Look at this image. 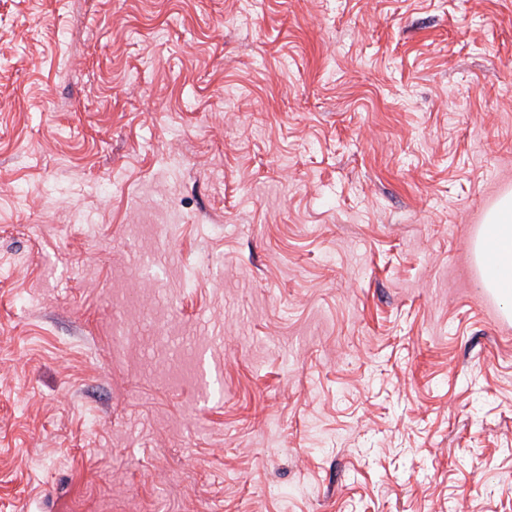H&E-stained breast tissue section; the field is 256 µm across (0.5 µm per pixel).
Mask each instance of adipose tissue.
Returning a JSON list of instances; mask_svg holds the SVG:
<instances>
[{"mask_svg": "<svg viewBox=\"0 0 512 512\" xmlns=\"http://www.w3.org/2000/svg\"><path fill=\"white\" fill-rule=\"evenodd\" d=\"M474 252L481 287L492 291L512 314V193L504 195L488 211Z\"/></svg>", "mask_w": 512, "mask_h": 512, "instance_id": "1", "label": "adipose tissue"}]
</instances>
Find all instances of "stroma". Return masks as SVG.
<instances>
[{
    "instance_id": "1",
    "label": "stroma",
    "mask_w": 512,
    "mask_h": 512,
    "mask_svg": "<svg viewBox=\"0 0 512 512\" xmlns=\"http://www.w3.org/2000/svg\"><path fill=\"white\" fill-rule=\"evenodd\" d=\"M512 0H0V512H512ZM475 259L480 285L492 291L512 315V192L487 213L477 235Z\"/></svg>"
}]
</instances>
